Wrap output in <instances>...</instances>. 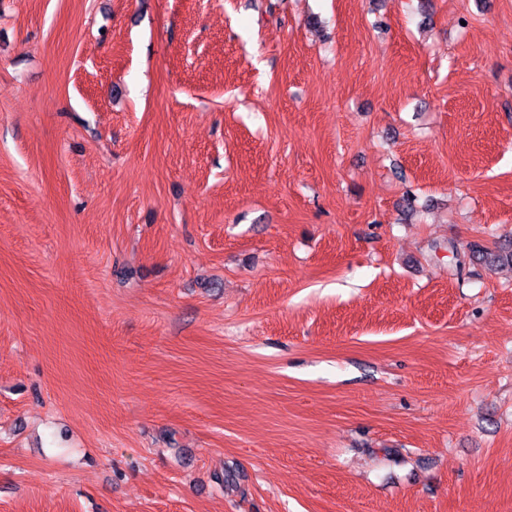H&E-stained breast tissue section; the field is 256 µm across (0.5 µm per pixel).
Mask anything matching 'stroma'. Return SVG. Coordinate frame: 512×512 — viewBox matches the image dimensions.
<instances>
[{"label":"stroma","mask_w":512,"mask_h":512,"mask_svg":"<svg viewBox=\"0 0 512 512\" xmlns=\"http://www.w3.org/2000/svg\"><path fill=\"white\" fill-rule=\"evenodd\" d=\"M471 243L512 0H0V512H512Z\"/></svg>","instance_id":"1"}]
</instances>
